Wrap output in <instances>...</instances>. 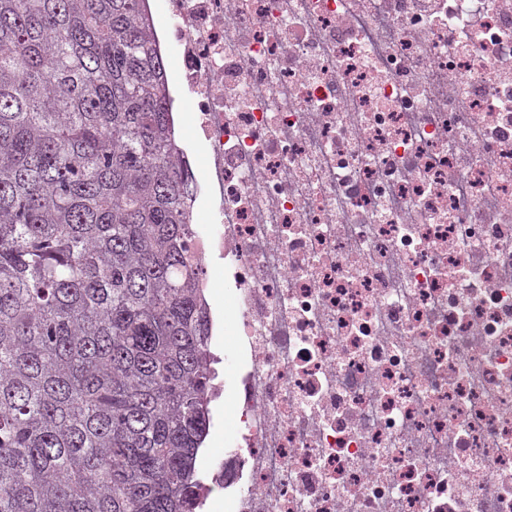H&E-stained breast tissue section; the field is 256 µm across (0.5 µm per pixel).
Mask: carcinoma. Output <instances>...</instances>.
Returning a JSON list of instances; mask_svg holds the SVG:
<instances>
[{
	"instance_id": "carcinoma-1",
	"label": "carcinoma",
	"mask_w": 512,
	"mask_h": 512,
	"mask_svg": "<svg viewBox=\"0 0 512 512\" xmlns=\"http://www.w3.org/2000/svg\"><path fill=\"white\" fill-rule=\"evenodd\" d=\"M145 0H0V512H196L215 372Z\"/></svg>"
}]
</instances>
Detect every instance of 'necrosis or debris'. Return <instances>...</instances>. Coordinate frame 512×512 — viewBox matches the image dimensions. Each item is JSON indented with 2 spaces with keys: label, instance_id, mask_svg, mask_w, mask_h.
Listing matches in <instances>:
<instances>
[{
  "label": "necrosis or debris",
  "instance_id": "1",
  "mask_svg": "<svg viewBox=\"0 0 512 512\" xmlns=\"http://www.w3.org/2000/svg\"><path fill=\"white\" fill-rule=\"evenodd\" d=\"M238 409L200 508L512 512V0H164Z\"/></svg>",
  "mask_w": 512,
  "mask_h": 512
}]
</instances>
